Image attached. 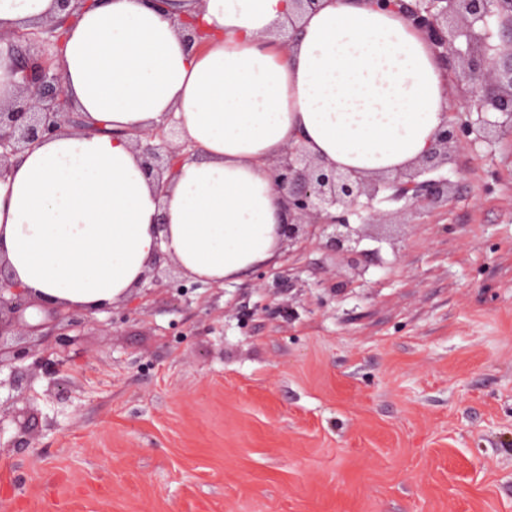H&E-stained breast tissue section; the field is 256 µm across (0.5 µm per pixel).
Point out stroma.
<instances>
[{
    "instance_id": "obj_1",
    "label": "stroma",
    "mask_w": 512,
    "mask_h": 512,
    "mask_svg": "<svg viewBox=\"0 0 512 512\" xmlns=\"http://www.w3.org/2000/svg\"><path fill=\"white\" fill-rule=\"evenodd\" d=\"M393 213L363 278L316 241L161 276L0 367V512H512V136Z\"/></svg>"
}]
</instances>
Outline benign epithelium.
<instances>
[{"instance_id":"7a95c632","label":"benign epithelium","mask_w":512,"mask_h":512,"mask_svg":"<svg viewBox=\"0 0 512 512\" xmlns=\"http://www.w3.org/2000/svg\"><path fill=\"white\" fill-rule=\"evenodd\" d=\"M381 8L401 12L414 26L425 31L434 52L448 57L457 37L466 39L468 52L458 56L461 74L470 83L477 119L460 125L444 123L430 150L407 172L366 178L354 171H343L311 156L299 146H289L270 164L271 178L282 195L288 222L280 225L282 241L292 245L315 237L336 256L346 259L354 275L360 277L359 257L367 227L385 224V215L372 202L385 190L392 198L410 206L424 201L438 205L448 201V181L419 177L455 161L467 147L493 144L512 134V0H374ZM496 19L507 48L487 53L491 36L490 21ZM60 20L35 25L26 46L11 41L10 70L18 75L20 95L0 110V180L10 171L12 158L45 136L68 127H84L81 115L71 109L63 75L48 63L60 49L56 30ZM180 120L169 113L155 127L135 132L141 165L157 190L164 191L185 154L196 152L184 142L173 148L169 137L178 133ZM348 213L367 212L360 224L340 222L330 216L331 208ZM31 306L23 289L12 281L9 268L0 263V315L20 316ZM52 318L79 330L82 321L64 305L49 308Z\"/></svg>"}]
</instances>
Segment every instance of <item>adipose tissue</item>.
Listing matches in <instances>:
<instances>
[{
    "label": "adipose tissue",
    "instance_id": "obj_1",
    "mask_svg": "<svg viewBox=\"0 0 512 512\" xmlns=\"http://www.w3.org/2000/svg\"><path fill=\"white\" fill-rule=\"evenodd\" d=\"M59 15L56 0H0V33ZM187 18L203 48L187 45ZM62 73L92 128L14 159L0 259L28 297L89 313L126 298L159 250L214 283L272 261L287 214L268 167L287 146L393 173L447 119L427 34L374 0H320L302 15L294 0H96L66 26ZM170 112L200 152L161 195L131 134Z\"/></svg>",
    "mask_w": 512,
    "mask_h": 512
}]
</instances>
